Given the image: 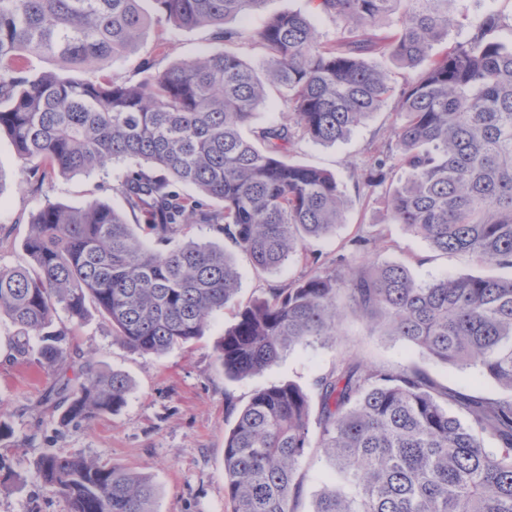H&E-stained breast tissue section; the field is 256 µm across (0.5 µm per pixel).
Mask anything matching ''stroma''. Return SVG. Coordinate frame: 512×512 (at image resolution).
Segmentation results:
<instances>
[{"label": "stroma", "instance_id": "1", "mask_svg": "<svg viewBox=\"0 0 512 512\" xmlns=\"http://www.w3.org/2000/svg\"><path fill=\"white\" fill-rule=\"evenodd\" d=\"M467 21L453 25L437 51L468 38L469 21L489 10L512 13V0H459ZM311 13L323 38L336 36L335 21L313 12L310 0H267L262 13L233 19L238 28L254 29L265 16L286 10ZM210 29H180L172 24L150 23L136 47L121 58L103 65V73L118 82L144 79V61L161 71L172 63L223 51ZM401 121L395 100L376 112L351 137L333 146L300 141L290 161L321 168L334 174L349 199L342 224L334 232L307 240L302 255L273 272L254 268L249 256L207 225L194 229L196 239L223 248L240 274V289L215 312L204 335L188 345L154 356L131 351L112 337L111 326L97 311H90L70 338L80 354L63 368L48 370L37 363H13L9 343L16 330L0 321V408L12 427L10 438L0 440V459L7 478L0 482V512H68L65 500L43 484L36 463L47 453L82 455L117 464L148 477L156 489L154 512H232V499L224 483V437L232 429L239 409L258 391L294 383L308 394L312 410H319L315 383L336 360H357L396 369L414 365L438 385L471 395H497L501 389L477 367L455 368L437 362L416 346L393 336L371 332L366 321L346 314L334 341L298 348L262 372L231 379L216 362L215 344L234 322L238 308L271 288L298 282L314 267L330 266L337 255L348 253L350 241L360 234L372 235L377 248L358 255V262L404 264L419 283L446 276L479 275L508 278L512 270L481 263L465 253L443 254L428 242L393 223L382 193L367 194L356 185L373 150L383 149L392 129ZM124 164L89 173H55L43 187L27 184L22 164L7 135H0V267L26 266L31 262L24 249L30 219L50 203L81 206L97 200L125 211L116 176ZM94 353L108 370L122 372L131 381L126 406L91 422L60 428L59 412L37 407L41 394L59 378L74 377L84 353ZM303 492L297 512H311L313 498L329 475L321 449H307L300 466Z\"/></svg>", "mask_w": 512, "mask_h": 512}]
</instances>
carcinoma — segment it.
<instances>
[{
    "instance_id": "obj_1",
    "label": "carcinoma",
    "mask_w": 512,
    "mask_h": 512,
    "mask_svg": "<svg viewBox=\"0 0 512 512\" xmlns=\"http://www.w3.org/2000/svg\"><path fill=\"white\" fill-rule=\"evenodd\" d=\"M140 2L0 0V132L27 164L26 180L41 185L57 171L133 161L119 190L138 217L133 229L98 201L49 203L32 216L31 266L0 267V319L17 330L9 360L66 365V337L91 307L140 354L200 338L240 276L224 250L190 236L197 224L265 272L299 254L306 239L331 233L348 204L343 186L287 156L302 140H346L383 106L389 76L369 57L388 55L412 76L398 100L404 121L369 159L362 186L386 193L391 219L434 249L512 269V43L498 37L511 16L488 11L465 42L434 54L458 0H311L340 24L330 40L300 10L253 30L224 27L266 0H153L160 20L263 48L262 71L226 51L119 83L99 70L134 49L149 22ZM401 2L393 29L387 20ZM29 55L85 77H30L22 66ZM271 88L288 111L255 126ZM60 309L71 327H53ZM347 311L447 365L480 368L504 394L440 389L414 365L336 361L317 380V447L331 473L312 512H512V277L422 285L402 264L340 255L333 267L239 309L216 361L230 377L261 372L297 347L333 340ZM130 390L125 374L88 355L75 379L38 405H65L63 423L90 421L122 410ZM310 426L300 386L252 396L224 438L233 512H297ZM487 439L496 452L485 450ZM37 469L69 512H153L152 484L123 467L52 453Z\"/></svg>"
}]
</instances>
